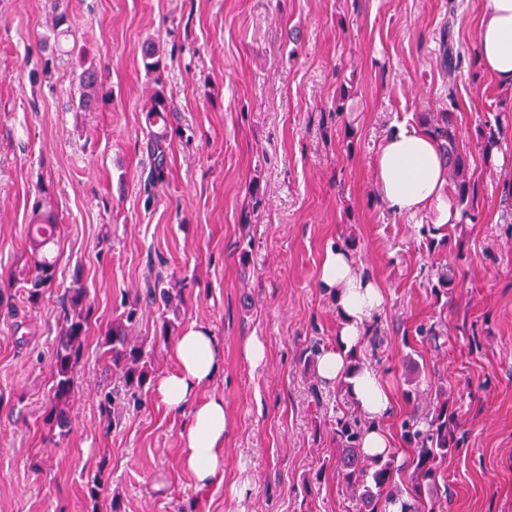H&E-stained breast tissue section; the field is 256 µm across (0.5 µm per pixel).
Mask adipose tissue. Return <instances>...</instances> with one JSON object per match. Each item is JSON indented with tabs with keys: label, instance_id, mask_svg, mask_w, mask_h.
I'll list each match as a JSON object with an SVG mask.
<instances>
[{
	"label": "adipose tissue",
	"instance_id": "ef3b65f1",
	"mask_svg": "<svg viewBox=\"0 0 512 512\" xmlns=\"http://www.w3.org/2000/svg\"><path fill=\"white\" fill-rule=\"evenodd\" d=\"M478 44L484 69L497 84L512 89V0H489L479 24ZM375 178L381 200L392 212L413 215L430 210L437 223L448 222V172L436 143L426 134L402 130L387 136L378 150ZM318 285L335 300L342 323L336 347L320 355L317 373L328 384L348 383L350 398L367 423L364 452H390L391 438L379 423L390 412L392 394L375 368L351 358L382 307V288L341 246L326 250ZM174 356V369L158 380L155 389L169 411L189 413L181 463L204 486L224 470V398L210 390L224 350L209 329L193 324L178 336Z\"/></svg>",
	"mask_w": 512,
	"mask_h": 512
}]
</instances>
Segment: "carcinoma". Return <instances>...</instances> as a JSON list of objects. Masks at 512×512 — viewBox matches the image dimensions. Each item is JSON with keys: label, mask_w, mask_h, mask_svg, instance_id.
<instances>
[{"label": "carcinoma", "mask_w": 512, "mask_h": 512, "mask_svg": "<svg viewBox=\"0 0 512 512\" xmlns=\"http://www.w3.org/2000/svg\"><path fill=\"white\" fill-rule=\"evenodd\" d=\"M146 72L156 85H162L164 66L156 49L146 48L143 55ZM81 89L79 107L94 108L101 97V74L92 67L82 70L78 76ZM172 111L169 100L162 90L157 89L148 110V116ZM419 124L426 134L438 144L448 169V180L452 187L454 207L460 211L461 219L474 218L477 192L469 176L468 155L458 147V133L454 113L447 110L422 112ZM498 128L484 123L478 129L477 146L483 154L491 153L498 144ZM167 135L149 134L147 150L152 159L150 181L163 180L167 171ZM32 221L29 225V243L34 255L33 265L28 269L31 288L27 302L35 306L42 297V289L53 286L58 258L51 247L57 245L59 224L43 196L35 197L31 205ZM176 291L173 281H165L160 275L148 283L142 297L125 306L122 314L112 320L106 329L102 345L112 363L116 382L112 389L100 396L99 409L106 416L115 415L123 402L140 403L142 392L151 377V351L146 343L132 335L139 320L141 303L155 305L162 309L159 337L167 339L174 331V322L165 317L172 311V299ZM87 289L76 284L67 290L62 326L55 339L53 363L54 411L50 420L60 431H65L69 421L64 410L74 386V369L80 352L90 314L87 305ZM401 437L407 445L403 466L411 469L410 482L402 489L396 485L395 475L401 470L394 455L369 458L361 448L364 433L362 423L349 412L336 417V473L339 481L352 493L355 512H387L389 506L400 503L401 512H435L448 507V483L442 470L443 462L458 443L454 440L452 419L448 417V395L439 391L430 401L425 413L413 409L400 422ZM105 462H100L97 472L85 483L86 496L97 501L105 491L103 472Z\"/></svg>", "instance_id": "obj_1"}]
</instances>
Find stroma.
<instances>
[{
    "instance_id": "obj_1",
    "label": "stroma",
    "mask_w": 512,
    "mask_h": 512,
    "mask_svg": "<svg viewBox=\"0 0 512 512\" xmlns=\"http://www.w3.org/2000/svg\"><path fill=\"white\" fill-rule=\"evenodd\" d=\"M488 3L0 0V512H352L333 428L354 405L304 361L311 344L336 345L341 318L318 273L349 236L383 289L355 352L393 394L381 428L401 450L408 386L420 397L446 388L459 440L446 512H512V89L478 61ZM57 14L70 28L65 53L50 48ZM150 43L173 104L168 171L155 184ZM87 65L102 77L93 112L78 106ZM348 81L347 109L335 112ZM447 108L477 206L475 220L437 228L385 207L374 162L387 136ZM487 120L501 129L489 159L476 146ZM42 186L61 226L59 261L32 306L20 273ZM443 265L455 275L445 294L435 290ZM153 268L182 290L176 328L204 326L224 347L211 387L224 398V473L206 486L180 462L188 415L153 386L116 419L98 408L112 385L101 338ZM76 278L92 315L62 438L47 421L52 357ZM159 323L145 306L133 329L154 347L157 378L173 369L176 343L158 339ZM422 324L437 342L417 335ZM254 336L266 349L258 367L244 352ZM102 460L107 490L94 503L84 485Z\"/></svg>"
}]
</instances>
